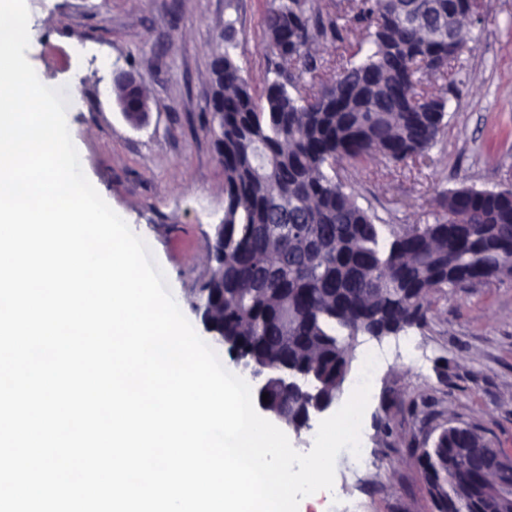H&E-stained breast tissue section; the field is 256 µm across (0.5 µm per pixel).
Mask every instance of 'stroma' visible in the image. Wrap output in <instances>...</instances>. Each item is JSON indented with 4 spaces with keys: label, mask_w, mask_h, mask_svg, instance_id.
I'll use <instances>...</instances> for the list:
<instances>
[{
    "label": "stroma",
    "mask_w": 512,
    "mask_h": 512,
    "mask_svg": "<svg viewBox=\"0 0 512 512\" xmlns=\"http://www.w3.org/2000/svg\"><path fill=\"white\" fill-rule=\"evenodd\" d=\"M268 0H26L25 56L40 81L77 91L66 114L82 169L145 240L170 291L204 341L196 310L211 275L208 240L224 217V168L208 126L211 62L235 23V57L261 85L268 68ZM472 49L452 62L437 144L415 164L378 159L338 167L358 205L381 224L433 223L439 193L512 188V0H481ZM131 74L150 96L146 124L116 105L114 78ZM418 360L374 367L360 430L363 467H335L336 496L311 495L299 512H435L418 458L448 424L478 426L512 453V276L436 294L398 337Z\"/></svg>",
    "instance_id": "stroma-1"
}]
</instances>
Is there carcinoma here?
Listing matches in <instances>:
<instances>
[{
	"instance_id": "1",
	"label": "carcinoma",
	"mask_w": 512,
	"mask_h": 512,
	"mask_svg": "<svg viewBox=\"0 0 512 512\" xmlns=\"http://www.w3.org/2000/svg\"><path fill=\"white\" fill-rule=\"evenodd\" d=\"M424 31L398 10L399 0H360L356 20L366 40L326 79L317 78L310 46L342 26L313 23L310 0H269L264 36L276 58L257 94L229 48L211 67L212 120L224 128V256L205 287L224 276V336H242L251 361H283L307 371L328 395L341 391L358 336H389L422 320L429 297L512 276V202L472 186L436 199L475 217L459 229L446 217L432 224H377L329 171L381 155L395 163L425 155L438 141L448 109V64L468 50L466 0H417ZM459 23L448 43V24ZM316 88L302 92L296 76ZM446 81L442 93L428 83ZM282 202L300 232L283 242L263 233ZM271 396L294 417L302 395L272 385ZM476 427L450 425L419 457L428 488L450 489L469 478L471 504L433 499L436 512H484L487 479L468 464L465 448H493Z\"/></svg>"
}]
</instances>
